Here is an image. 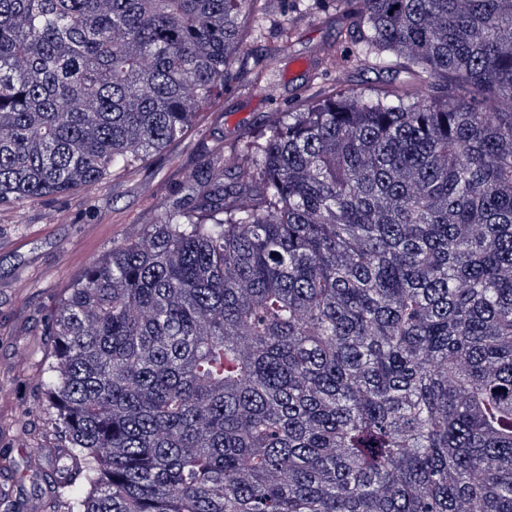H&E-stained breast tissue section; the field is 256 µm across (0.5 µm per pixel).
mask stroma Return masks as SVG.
<instances>
[{"mask_svg": "<svg viewBox=\"0 0 512 512\" xmlns=\"http://www.w3.org/2000/svg\"><path fill=\"white\" fill-rule=\"evenodd\" d=\"M343 0H278L272 13L252 27L233 70L236 83L201 114L195 128L172 142L137 171L110 176L93 196L78 192L34 199L0 212V451L13 468L0 471V489L8 488L11 512H32L45 486L27 472L29 441L20 426L44 432L49 424L26 417L38 395L35 379L46 358L49 337L41 330L90 258L105 257L113 243L138 238L153 223L187 174L217 145L232 148L271 112L305 107L304 88L321 47L335 43L348 27ZM296 22L291 47L274 76L276 95L253 83L258 60L276 44L280 27ZM43 467L62 460L46 436Z\"/></svg>", "mask_w": 512, "mask_h": 512, "instance_id": "1", "label": "stroma"}]
</instances>
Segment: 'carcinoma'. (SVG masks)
Masks as SVG:
<instances>
[{
  "instance_id": "1",
  "label": "carcinoma",
  "mask_w": 512,
  "mask_h": 512,
  "mask_svg": "<svg viewBox=\"0 0 512 512\" xmlns=\"http://www.w3.org/2000/svg\"><path fill=\"white\" fill-rule=\"evenodd\" d=\"M347 3L331 93L204 157L45 322L41 512H512V0ZM269 4L0 0V208L183 137ZM400 78L402 74L400 75L398 70H351L346 73L345 87L350 91L384 90L397 85Z\"/></svg>"
}]
</instances>
